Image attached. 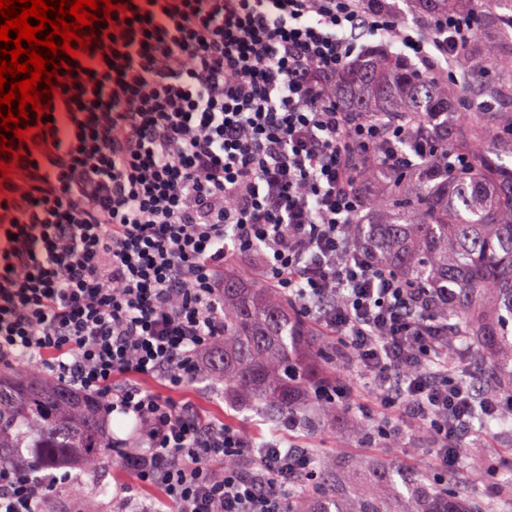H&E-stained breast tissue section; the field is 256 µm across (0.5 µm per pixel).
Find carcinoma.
I'll return each mask as SVG.
<instances>
[{
  "label": "carcinoma",
  "mask_w": 512,
  "mask_h": 512,
  "mask_svg": "<svg viewBox=\"0 0 512 512\" xmlns=\"http://www.w3.org/2000/svg\"><path fill=\"white\" fill-rule=\"evenodd\" d=\"M412 5L423 24L447 11L476 19L457 80L426 79L407 59L375 51L336 73V101L384 121L417 118L469 164L455 173L436 163L403 171L364 164L356 181L362 213L349 232L413 287L448 289L440 315L457 336L448 362L467 350L484 362L485 392L512 396V0ZM206 364L230 406L272 427L285 418L317 427L340 410L328 394L345 364L340 348L251 268L224 267V341ZM352 438L369 443L378 429L357 419ZM17 448L36 449L31 464L39 470L74 466L89 482L110 450L96 400L32 376L23 361L0 370V462ZM510 453L503 448L476 467L495 481L490 496L463 459L444 482L407 460L340 453L316 472V494L299 480L287 512H512Z\"/></svg>",
  "instance_id": "obj_1"
}]
</instances>
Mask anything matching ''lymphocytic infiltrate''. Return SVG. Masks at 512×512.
Wrapping results in <instances>:
<instances>
[{
    "instance_id": "f902f5d3",
    "label": "lymphocytic infiltrate",
    "mask_w": 512,
    "mask_h": 512,
    "mask_svg": "<svg viewBox=\"0 0 512 512\" xmlns=\"http://www.w3.org/2000/svg\"><path fill=\"white\" fill-rule=\"evenodd\" d=\"M64 72L52 122L0 184V363L96 397L138 488L131 512H285L303 448L256 444L175 391L224 338V266L258 271L333 336L395 417L456 470L471 388L448 370L442 297L373 262L348 232L356 164L463 160L415 122L353 117L330 79L381 48L455 79L474 18L427 24L366 0H127ZM251 456L250 475L224 466ZM62 478L0 462V512H39Z\"/></svg>"
}]
</instances>
